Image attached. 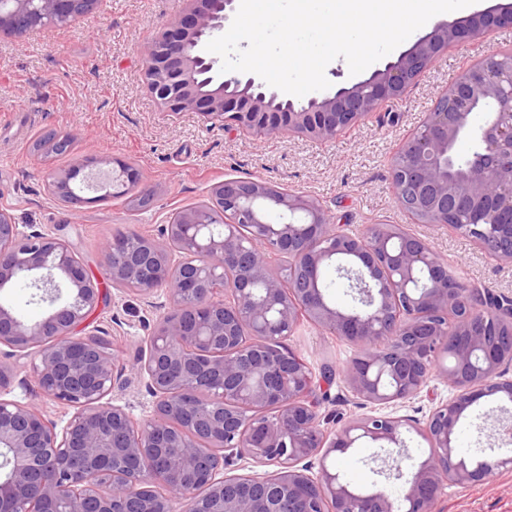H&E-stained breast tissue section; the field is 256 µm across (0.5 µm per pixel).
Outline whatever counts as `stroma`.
Masks as SVG:
<instances>
[{"label":"stroma","instance_id":"35a3bbf8","mask_svg":"<svg viewBox=\"0 0 512 512\" xmlns=\"http://www.w3.org/2000/svg\"><path fill=\"white\" fill-rule=\"evenodd\" d=\"M512 0H476L472 10L443 13L416 30L397 51L371 64V71L396 61L414 39L429 35L437 24L470 20ZM191 0H98L90 12L64 26L17 37L0 33V209L17 224L69 241L84 269L100 276L102 246L120 230L158 235L176 209L207 203L219 182L262 180L306 195L327 207L347 232L361 234L373 224H392L428 240L448 267L466 283L512 297V263L485 254L470 239L448 226L415 223L401 209L392 181V158L402 141L424 121L436 98L469 64L494 52L512 50V28L449 47L402 97L381 109L379 119L352 128L332 141L309 137L268 139L186 111L162 108L144 78L143 47L174 19L189 12ZM50 131L69 132L73 145L57 155L34 150ZM108 155L131 165L140 185L119 198L67 205L48 191V171L67 170L75 159ZM148 205H138L142 189ZM137 295L108 289L91 315L86 332L106 329V340L122 362L139 358L161 316ZM284 343L298 352L314 374L332 369L331 384L316 389L320 424L333 432L368 413L369 405L342 375L358 353L353 343L301 322ZM452 391L431 376L420 396L392 406L396 416L416 421L404 429L405 452L398 462L411 472L432 453L417 434L432 409ZM492 402L469 408L457 426L458 450L465 458L490 455L487 436L494 426ZM375 449L364 444L336 454V466L351 485L376 486L401 497L405 483L372 473ZM439 512H512V467L496 471L479 484L447 485Z\"/></svg>","mask_w":512,"mask_h":512}]
</instances>
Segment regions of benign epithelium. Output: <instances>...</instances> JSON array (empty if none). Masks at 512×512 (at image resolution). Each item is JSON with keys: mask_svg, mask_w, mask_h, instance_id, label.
Wrapping results in <instances>:
<instances>
[{"mask_svg": "<svg viewBox=\"0 0 512 512\" xmlns=\"http://www.w3.org/2000/svg\"><path fill=\"white\" fill-rule=\"evenodd\" d=\"M197 7L144 47L145 80L170 112H199L255 135L334 140L400 97L438 53L474 35L512 26V6L467 22L442 23L395 62L350 88L305 103L284 101L253 75L212 86L220 70L203 44L224 34L235 0ZM92 0H0V31L72 20ZM463 140L474 144L458 156ZM85 157L46 174L48 190L74 204L71 182ZM114 193L137 183L120 161ZM398 204L420 224H446L491 257L512 262V51L467 66L392 160ZM251 230L239 235L241 225ZM288 258L287 274L271 257ZM335 266L355 305L339 308L323 288ZM26 280L47 307L36 322L0 303V512H437L450 483L474 484L512 458L468 463L456 428L482 398L512 401V299L493 297L448 272L430 243L375 224L363 236L333 222L317 201L260 180H226L211 201L182 209L153 238L130 230L104 246L102 278L73 248L39 230L19 229L0 210V293ZM154 305L164 292L147 351L127 366L96 334H78L102 300L103 284ZM355 343L345 379L374 413L329 436L305 360L282 339L301 320ZM454 394L438 404L420 435L434 448L406 481L402 498L359 493L328 459L363 438L402 444L406 420L384 407L422 393L435 359ZM33 358L41 396L70 409L48 417L11 398L17 363ZM143 381L151 410L137 418L106 397ZM320 475H308L311 459ZM275 466L236 473L240 463Z\"/></svg>", "mask_w": 512, "mask_h": 512, "instance_id": "obj_1", "label": "benign epithelium"}]
</instances>
